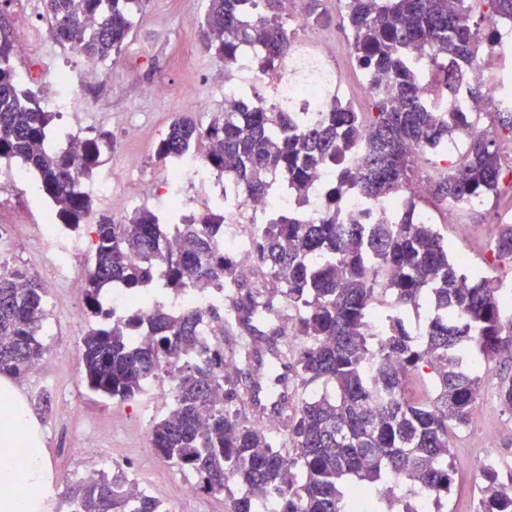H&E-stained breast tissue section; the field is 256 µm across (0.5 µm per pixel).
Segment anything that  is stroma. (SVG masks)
<instances>
[{
    "label": "stroma",
    "mask_w": 512,
    "mask_h": 512,
    "mask_svg": "<svg viewBox=\"0 0 512 512\" xmlns=\"http://www.w3.org/2000/svg\"><path fill=\"white\" fill-rule=\"evenodd\" d=\"M208 0H142L135 15L127 48L112 65L101 68V77L91 83L73 85V103L56 120L54 135L84 137L106 130L112 144L102 147L101 162L94 177L112 179V195L93 196L94 215H131L128 202L140 199L152 208L153 199L165 189V165L157 159L155 146L171 120L181 114L194 116L205 125L224 110V65L205 50L199 36ZM326 14L317 28L329 43L330 58L344 75L360 111L371 109V101L360 93L351 61L350 44L341 28L342 9L336 0H323ZM193 51L191 66H183L178 47ZM161 81L167 95L142 97L135 87ZM137 155L139 172H126L124 159ZM15 162L0 160V197L21 209L24 219L0 231V264L18 267L45 279L53 256L44 246L42 214L27 209V199L36 194V180L15 179ZM512 208V191L502 190L476 211L461 213L456 224L441 225L449 249L465 246L476 264L490 278L512 277V259L487 263L486 243L498 228L501 214ZM83 297L58 286L47 291L48 319L43 336L45 375L31 374L18 385L27 402L41 392L51 395L50 411H36L51 483L46 492L45 512H56L62 492L78 472L96 465L99 453H107L130 475L143 477L152 494L173 512H225L229 494L204 491L183 497L178 493L184 477L178 468L160 460L151 446V426L167 410L166 404L141 394L132 401H115L90 392L82 376L78 346L88 328ZM481 393L471 407V422L449 437V461L453 483L448 494L449 512H470L482 482L478 461L484 449H494L506 470H512V415L502 412L498 399L501 377H512V358H498L481 368Z\"/></svg>",
    "instance_id": "35a3bbf8"
}]
</instances>
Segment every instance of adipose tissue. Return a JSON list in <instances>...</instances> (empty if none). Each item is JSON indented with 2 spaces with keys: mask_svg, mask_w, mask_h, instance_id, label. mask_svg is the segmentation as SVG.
I'll use <instances>...</instances> for the list:
<instances>
[{
  "mask_svg": "<svg viewBox=\"0 0 512 512\" xmlns=\"http://www.w3.org/2000/svg\"><path fill=\"white\" fill-rule=\"evenodd\" d=\"M26 449L21 468L0 466V512H43L49 468L36 421L13 377L0 375V449Z\"/></svg>",
  "mask_w": 512,
  "mask_h": 512,
  "instance_id": "1",
  "label": "adipose tissue"
}]
</instances>
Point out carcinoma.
Returning a JSON list of instances; mask_svg holds the SVG:
<instances>
[{"mask_svg":"<svg viewBox=\"0 0 512 512\" xmlns=\"http://www.w3.org/2000/svg\"><path fill=\"white\" fill-rule=\"evenodd\" d=\"M140 0H42L53 39L89 59L121 55ZM474 0H344L343 28L357 68L385 75L389 89H368L372 111L339 102L307 122L297 112L268 111L230 103L208 126L190 116L173 120L156 145V156L199 157L205 167L235 179L241 197L271 190L270 175L284 174L288 193L301 206L310 201L317 171L338 168L333 193L356 187L367 199L403 202L397 224H346L336 200L317 221L283 213L251 232L253 270L264 290L250 291L233 256L224 252V201L196 224H166L152 210L131 216H100L90 225L94 260L83 275L89 328L80 338L79 361L88 388L128 401L146 390L172 358L173 399L153 422L152 447L171 466L193 476L210 493L233 480L240 495L227 512H256V498L272 500L276 512H349L360 495L384 512L399 485L448 498V430L469 423L482 376L471 361L512 353V319L505 318L500 289L473 277L448 255L436 224H418L425 206L463 203L474 195H496L505 180L499 133H512V112L490 113L492 127L470 137L460 162L434 171L422 167L408 145L439 148L454 133H469L466 113L430 107L429 86L453 93L466 83L481 44L495 25L512 21V0H486L488 12L474 18ZM282 0H208L201 41L231 68L242 45L260 48L262 73L288 56L290 36L280 15L264 13ZM429 58V75L410 63L411 53ZM15 47L0 44V159H15L34 171L51 216L73 231L92 213V199L75 189L99 163L112 134L85 139L80 153L47 146L56 113L44 110V86L19 84ZM428 176L425 196L412 193ZM512 258V224L499 225L493 260ZM177 296L188 288H224V302L173 314L143 294L156 270ZM119 282L140 298L122 314L110 308L104 288ZM402 306L429 298L441 314L421 342L400 308L387 315L382 333L370 330L373 304L384 293ZM46 289L33 276L7 266L0 270V374L21 377L44 357L41 341L48 317ZM294 312L291 326L257 329L260 309L282 304ZM239 331L232 350L234 371L225 370L224 338L202 336L203 324ZM282 361L301 385L320 382L327 391L283 412L288 442L258 428L245 408L238 372L261 364L263 351ZM428 370L434 394L406 393L410 381ZM502 411L512 414V379H500ZM484 485L478 512H512V494L498 485L512 473L481 469ZM131 476L120 465L77 479L62 494L69 512H163V502L130 493Z\"/></svg>","mask_w":512,"mask_h":512,"instance_id":"cac0c4a2","label":"carcinoma"}]
</instances>
